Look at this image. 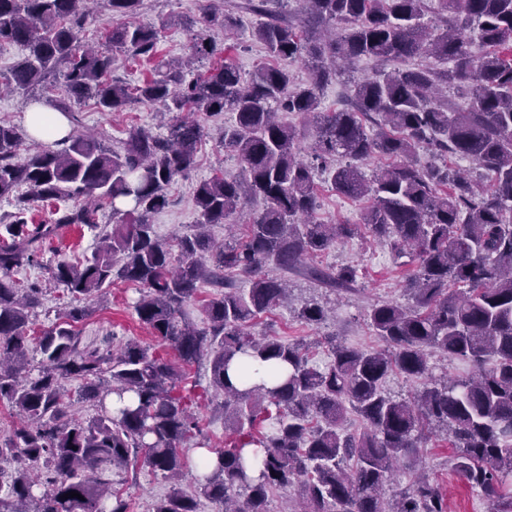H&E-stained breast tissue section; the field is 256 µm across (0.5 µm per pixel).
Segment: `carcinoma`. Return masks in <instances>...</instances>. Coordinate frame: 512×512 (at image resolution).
Masks as SVG:
<instances>
[{
    "instance_id": "cac0c4a2",
    "label": "carcinoma",
    "mask_w": 512,
    "mask_h": 512,
    "mask_svg": "<svg viewBox=\"0 0 512 512\" xmlns=\"http://www.w3.org/2000/svg\"><path fill=\"white\" fill-rule=\"evenodd\" d=\"M142 2L106 0L111 21L92 47L83 41L81 0H0V42L23 51L7 85L52 92L61 78L70 98L92 99L103 112L143 103L169 117L165 134L128 129L120 151L70 131L23 162L26 133L0 122V200L14 207L0 217V402L18 419L0 441V459L17 462L0 470V512H130L114 484L140 465L169 484L151 512H200L204 501L216 512H269L270 490L288 487L297 488L294 512H448L446 494L427 475L390 485L393 468L417 463L436 428L455 448L459 478L490 512H512V0H436L433 8L427 0H306L309 28L283 21L288 0H247L264 17L253 37L273 60L247 79L228 59L217 60L229 48H218L214 32L233 24L230 14L211 4L202 20L182 22L190 58L180 63L159 56L155 26L116 21L137 14ZM430 10L441 26L423 22ZM476 41L489 51L474 55ZM114 50L151 64L150 75L135 85L113 77ZM423 57L449 67L379 71L354 83L347 107L321 110L322 89L347 67ZM298 59L310 70L302 85L283 66ZM450 86L467 107L439 99ZM226 112L224 148L237 154L240 175L220 169L201 181L197 231L161 239L151 216L169 206L166 186L195 163L204 136L195 116ZM281 112L310 120L312 151L336 193L370 201L362 224L308 221L316 169L298 155L304 131L278 119ZM419 147L442 164L420 166ZM375 152L393 163L368 178L361 163ZM454 157L488 172L491 184L454 172L447 163ZM22 186L27 192L16 194ZM252 199L263 208L247 241H215L209 228L230 223ZM35 202L54 205L50 220L35 222ZM106 208L116 222L90 255L49 267L67 302L55 323L29 335L42 289L14 273L36 262L63 228H97ZM362 226L412 266L406 291L413 305L378 301L367 311L385 347L362 350L329 336L319 364L303 342L248 330L285 303L286 273ZM311 276L347 287L357 269ZM117 282L138 290V321L174 358L135 339L112 354L82 344L75 324ZM205 285L213 293L203 300L207 326L199 328L186 306ZM298 318L318 328L327 310L311 301ZM33 344L42 355L37 367ZM432 353L469 364L472 375L430 378ZM253 361L267 365L268 382L247 385ZM192 364L206 365L209 388L222 397L224 428L234 435L222 449L209 448L198 417L176 394ZM393 374L430 382L414 400L396 399L383 389ZM77 379L84 381L79 397L98 407L85 422L71 414L64 389ZM350 410L361 420L353 431L344 426ZM189 442L213 457L199 463ZM189 471L192 494L179 483ZM72 491L81 498L65 497Z\"/></svg>"
}]
</instances>
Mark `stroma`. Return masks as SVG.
Returning a JSON list of instances; mask_svg holds the SVG:
<instances>
[{
  "mask_svg": "<svg viewBox=\"0 0 512 512\" xmlns=\"http://www.w3.org/2000/svg\"><path fill=\"white\" fill-rule=\"evenodd\" d=\"M209 0H144V7L136 20L162 29L159 51L164 58L178 59L189 52L190 37L181 27L182 19L200 18ZM223 8L229 11L235 23L228 32H217L219 43L231 46L230 58L243 77L250 75L269 57L261 43L252 33L259 18L246 7L245 0H222ZM75 131L86 132L105 139L107 144L118 145L129 127L138 126L156 133L164 127L155 107L135 103L122 112H102L92 103L75 105L73 114ZM205 136L198 148L192 171L172 182L167 192L171 206L153 218L156 231L165 239L191 232L196 222L194 188L196 184L211 176L215 169L225 174H239L238 157L224 150L221 141L224 130L223 117L203 118ZM367 204L337 196L328 183L317 184V207L314 219L321 224L360 223ZM96 234L91 230H62L50 248L43 253L40 264L26 267L18 274L19 279L40 286L45 294L42 306L35 309L29 318V327L42 331L57 319L61 287L51 281L47 268L60 259L74 260L91 253ZM304 272L288 276L293 290V302L273 312L256 318L251 326L254 335L275 334L287 340L303 339L316 341L326 334H336L347 343L367 348H381L382 343L365 322V314L375 302L385 300L401 306H410L412 300L405 290L409 267L395 264L386 247L370 236L340 239L317 256L304 259ZM341 265L358 268L359 277L350 290H331L307 277L306 269H328ZM138 291L130 285L117 283L110 288L106 298L97 304L92 317L79 323L78 328L85 344L100 350H117L127 340L136 339L152 345L158 354H166V346L157 344L154 337L138 321L134 302ZM315 297L330 302L332 312L322 329L314 330L302 324L296 311L302 299ZM208 381L201 367L192 365L186 369L179 392L193 411L202 418L203 432L210 447L222 448L226 435L224 421L214 413L217 398L207 389ZM452 450L445 441H434L432 447L423 449L420 459L424 472L435 477L448 494L450 512H488L487 505L479 495L470 490L452 471Z\"/></svg>",
  "mask_w": 512,
  "mask_h": 512,
  "instance_id": "35a3bbf8",
  "label": "stroma"
}]
</instances>
